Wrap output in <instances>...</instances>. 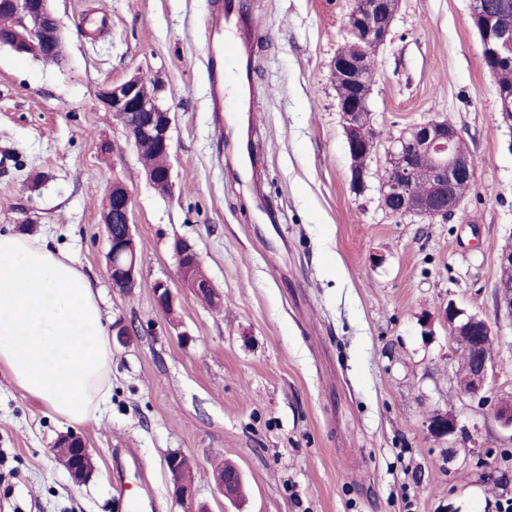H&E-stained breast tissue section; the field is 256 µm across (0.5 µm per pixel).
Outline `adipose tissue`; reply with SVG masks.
Listing matches in <instances>:
<instances>
[{"instance_id":"ef3b65f1","label":"adipose tissue","mask_w":512,"mask_h":512,"mask_svg":"<svg viewBox=\"0 0 512 512\" xmlns=\"http://www.w3.org/2000/svg\"><path fill=\"white\" fill-rule=\"evenodd\" d=\"M0 368L58 418L83 423L105 403L112 340L98 295L71 255L0 233Z\"/></svg>"}]
</instances>
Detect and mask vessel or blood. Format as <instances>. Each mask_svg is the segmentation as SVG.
Listing matches in <instances>:
<instances>
[{
    "mask_svg": "<svg viewBox=\"0 0 512 512\" xmlns=\"http://www.w3.org/2000/svg\"><path fill=\"white\" fill-rule=\"evenodd\" d=\"M209 45L208 79L211 108L226 111L224 82L226 75L242 81L255 64L254 49L261 39L259 28L246 16L240 0H214V10L205 24Z\"/></svg>",
    "mask_w": 512,
    "mask_h": 512,
    "instance_id": "vessel-or-blood-1",
    "label": "vessel or blood"
}]
</instances>
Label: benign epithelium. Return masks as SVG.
<instances>
[{"mask_svg": "<svg viewBox=\"0 0 512 512\" xmlns=\"http://www.w3.org/2000/svg\"><path fill=\"white\" fill-rule=\"evenodd\" d=\"M14 13L25 17L28 35L1 39L0 47L18 53L46 51L66 58L59 25L50 7V0H11ZM399 0H356L348 15L350 40L336 53L331 69L342 76L336 83L339 108L351 159V183L355 188L365 184L367 162L375 152L377 131L364 123L369 112V94L373 82L371 61L374 52L390 34ZM470 20L477 30L482 57L490 72L504 62L512 61V16H491L482 10L479 0H472ZM160 87L150 94L143 88L142 77L135 72L119 83L103 86L99 98L105 108L124 125L132 140L153 143L165 156H170L171 113L159 104ZM502 121L512 124V90L497 91ZM477 168L473 154L463 135L445 120L431 118L416 124L401 134L388 153L387 167L380 183L383 207L396 217L425 216L444 221L454 216L465 198L463 190L476 183ZM103 223L108 240L107 273L115 288L135 285L138 256L132 231V195L128 187L115 180L104 197ZM174 256L182 280L196 293L216 298L212 282L198 274L199 254L183 239L175 240ZM155 306L164 313L175 312L176 295L169 284L158 281L153 287ZM497 312L512 322V279H501L496 288ZM452 340L468 351L467 374L460 377L464 394L477 397L493 374L491 342L496 331L479 314H468L454 303L445 310ZM494 417L512 429V396L502 398L494 406ZM427 429L435 438L453 436L459 430L451 414H435L428 418ZM55 455L76 484L86 482L95 465L85 439L73 432L61 436L55 445ZM181 454H171L164 460L170 478L174 501L186 510L197 512L198 490L194 482L182 476ZM240 471L233 467L218 474L216 487L228 500L238 497Z\"/></svg>", "mask_w": 512, "mask_h": 512, "instance_id": "7a95c632", "label": "benign epithelium"}]
</instances>
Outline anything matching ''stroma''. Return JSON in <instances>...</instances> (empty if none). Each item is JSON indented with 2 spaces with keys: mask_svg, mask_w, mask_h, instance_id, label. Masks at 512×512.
I'll use <instances>...</instances> for the list:
<instances>
[{
  "mask_svg": "<svg viewBox=\"0 0 512 512\" xmlns=\"http://www.w3.org/2000/svg\"><path fill=\"white\" fill-rule=\"evenodd\" d=\"M354 0H243L266 40L251 74L252 112L218 127L203 21L212 0H51L67 65L0 49V230L71 254L109 324H134L112 348V387L95 419L69 424L0 370V512H183L165 457L193 464L209 512H506L512 430L493 409L512 396V328L492 348L495 378L461 395L463 353L448 303L495 319L498 256L512 242V128L470 21L471 0H400L375 52L370 121L379 132L363 188L350 156L331 63ZM159 82L172 114L171 180L146 179L103 85ZM448 121L478 161L458 215L398 218L379 185L405 129ZM252 132L262 180L234 179L236 137ZM109 143L111 151L100 148ZM133 197L139 271L113 287L102 205L112 181ZM194 245L218 300L182 281L175 240ZM177 297L169 316L152 289ZM459 434L438 439L435 413ZM84 436L96 471L75 484L54 442ZM237 465L244 500L216 489ZM427 429L435 438L453 436L459 430L457 419L451 414H435L428 418Z\"/></svg>",
  "mask_w": 512,
  "mask_h": 512,
  "instance_id": "obj_1",
  "label": "stroma"
}]
</instances>
